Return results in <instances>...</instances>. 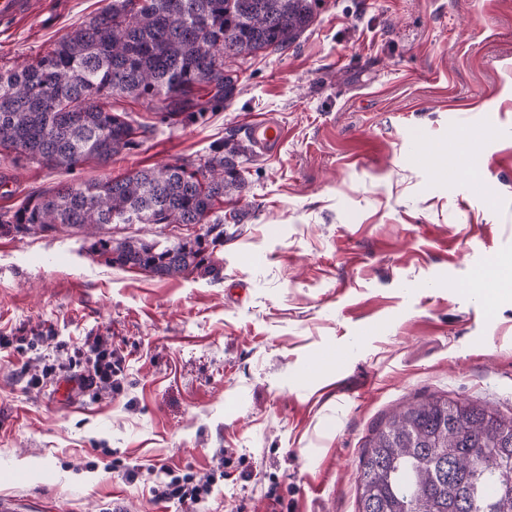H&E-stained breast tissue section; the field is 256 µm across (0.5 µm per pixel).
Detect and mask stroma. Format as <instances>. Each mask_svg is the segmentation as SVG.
Wrapping results in <instances>:
<instances>
[{
	"label": "stroma",
	"instance_id": "35a3bbf8",
	"mask_svg": "<svg viewBox=\"0 0 512 512\" xmlns=\"http://www.w3.org/2000/svg\"><path fill=\"white\" fill-rule=\"evenodd\" d=\"M109 2L41 0L0 32V71ZM238 71L239 93L195 123L118 101L156 131L108 166L0 160L3 213L231 134L249 143L263 115L285 128L243 165L218 277L110 266L82 234L0 235V497L16 512H357L363 449L392 411L435 395L512 414V297L493 278L512 270V0H320L288 50ZM100 336L124 359L120 389L54 397ZM162 466L211 479L206 500L157 502Z\"/></svg>",
	"mask_w": 512,
	"mask_h": 512
}]
</instances>
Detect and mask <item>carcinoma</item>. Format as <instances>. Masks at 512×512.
Masks as SVG:
<instances>
[{"label":"carcinoma","mask_w":512,"mask_h":512,"mask_svg":"<svg viewBox=\"0 0 512 512\" xmlns=\"http://www.w3.org/2000/svg\"><path fill=\"white\" fill-rule=\"evenodd\" d=\"M319 0H112L53 51L0 71V158L71 171L106 166L154 128L120 98L156 100L160 122L204 118L238 92L232 64L288 49ZM249 148L226 138L193 160L123 177L65 183L0 214V235L72 229L112 266L154 277L217 274L224 198L245 189ZM108 224H205L169 245L114 240ZM358 512H512V416L431 396L372 431L357 480Z\"/></svg>","instance_id":"obj_1"}]
</instances>
